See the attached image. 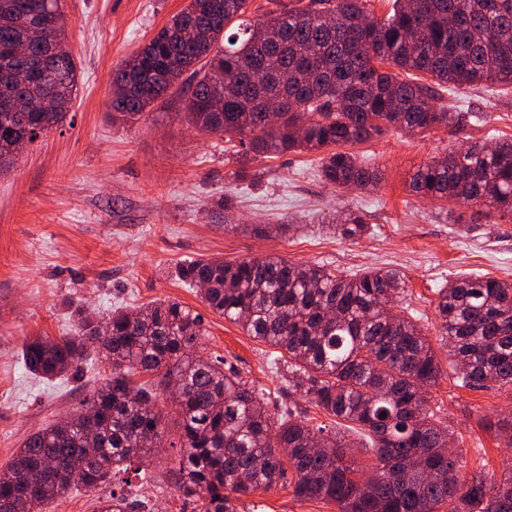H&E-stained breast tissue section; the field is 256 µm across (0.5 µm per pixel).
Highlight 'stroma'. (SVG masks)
<instances>
[{
  "mask_svg": "<svg viewBox=\"0 0 512 512\" xmlns=\"http://www.w3.org/2000/svg\"><path fill=\"white\" fill-rule=\"evenodd\" d=\"M187 0H61L65 35L80 73L66 124L40 137L0 173V469L26 438L80 410L111 375L93 362L51 381L20 362L26 339L72 335L71 313L94 316L112 307L139 309L173 299L198 312L204 334L198 352L234 364L254 381L272 414L292 406L310 425L331 419L301 395H289L273 347L212 312L195 289L178 281V263L218 257L228 262L276 255L320 264L349 277L368 268H394L406 282L401 305L418 316L436 345L441 376L430 405L455 432L467 463L503 474L512 451L497 426L512 420V388L457 387L438 344V288L457 277L512 282V218L476 213L461 203L419 198L409 181L434 156L475 141L512 138V87L462 86L445 92L448 110L466 114L456 127L419 134L388 131L350 151L380 175L371 190L334 186L320 174L317 152L287 151L256 163L262 176L239 171L226 136L191 128L184 118L183 76L135 122L113 123L112 74L181 10ZM231 200L224 212L221 200ZM362 212L370 235L351 241L333 232L332 218ZM288 232H278V225ZM179 437L143 460L144 478L120 480L141 498L156 487L165 496L154 512H195L173 485L170 469ZM239 512H337L336 504L297 499L289 486L240 497Z\"/></svg>",
  "mask_w": 512,
  "mask_h": 512,
  "instance_id": "35a3bbf8",
  "label": "stroma"
}]
</instances>
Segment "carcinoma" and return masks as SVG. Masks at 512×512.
<instances>
[{
	"instance_id": "carcinoma-1",
	"label": "carcinoma",
	"mask_w": 512,
	"mask_h": 512,
	"mask_svg": "<svg viewBox=\"0 0 512 512\" xmlns=\"http://www.w3.org/2000/svg\"><path fill=\"white\" fill-rule=\"evenodd\" d=\"M248 0H189L112 76V119H134L179 83L195 77L185 99L188 124L238 138L243 163L290 150L324 151L322 178L366 189L376 172L345 147L393 128L425 131L460 124L437 107L441 92L480 83L512 85V0H393V14L367 20V0H308L301 8L247 19ZM60 0H0V69L24 62V46L42 68L11 88L20 104L50 96V112L0 108V172L14 147L62 127L78 88L65 42ZM427 74L400 79L381 70ZM284 96L278 126L267 127L259 92ZM409 189L418 197L462 200L512 214V139L451 149L423 164ZM371 227L349 213L343 239ZM200 289L213 312L281 351L288 394H300L344 429L311 426L284 407L273 416L265 397L237 367L195 355L199 313L163 300L142 310L117 308L97 318L81 312L74 336L24 342V368L48 381L90 359L112 376L82 409L31 434L0 470V512H43L74 488L95 489L160 447L175 407L181 456L170 470L199 512H237L233 495L289 484L300 500L333 502L338 512H512V471L497 479L463 471L445 451L450 427L431 409L427 388L441 375L425 328L396 312L403 276L372 269L339 277L321 265L277 256L192 259L175 269ZM440 344L460 387L512 388V282L459 277L438 290ZM155 374V385L133 376ZM373 464L364 472L353 450ZM84 463L71 476L69 464ZM124 492L98 499L95 512H134Z\"/></svg>"
}]
</instances>
